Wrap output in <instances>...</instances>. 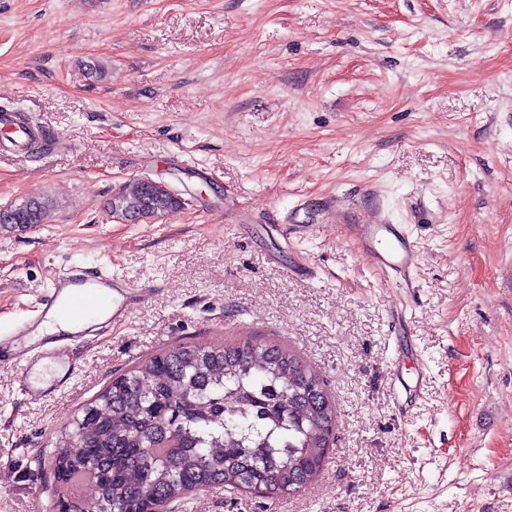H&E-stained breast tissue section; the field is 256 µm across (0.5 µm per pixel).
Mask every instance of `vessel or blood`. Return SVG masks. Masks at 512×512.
<instances>
[{"label": "vessel or blood", "instance_id": "obj_1", "mask_svg": "<svg viewBox=\"0 0 512 512\" xmlns=\"http://www.w3.org/2000/svg\"><path fill=\"white\" fill-rule=\"evenodd\" d=\"M9 128L8 139L0 140V155L14 153L16 148L32 140L44 139L46 129L33 120L16 121L13 114H0V129ZM362 250L381 270L397 275L410 272L417 260L408 232L398 224H352L348 227ZM146 299L143 289L134 287L124 278L111 277L86 269H64L56 273L39 301V313L11 334L0 336V363L13 366L19 379L25 380L37 364L67 358L73 347L100 335L105 322L126 320ZM111 301L108 321H101L104 301ZM61 318L72 324L67 337L43 336L39 329L47 319ZM60 388L59 383L46 387L28 385L27 400L40 402L50 398Z\"/></svg>", "mask_w": 512, "mask_h": 512}]
</instances>
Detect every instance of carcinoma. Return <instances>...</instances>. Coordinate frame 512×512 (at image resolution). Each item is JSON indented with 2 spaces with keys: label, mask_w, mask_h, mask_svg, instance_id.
I'll return each instance as SVG.
<instances>
[{
  "label": "carcinoma",
  "mask_w": 512,
  "mask_h": 512,
  "mask_svg": "<svg viewBox=\"0 0 512 512\" xmlns=\"http://www.w3.org/2000/svg\"><path fill=\"white\" fill-rule=\"evenodd\" d=\"M181 208L136 182L110 203L143 221ZM44 209L23 201L0 224H38ZM335 425L323 379L290 348L182 344L113 379L61 431L50 465L59 490L87 471L99 512H146L216 484L291 495L323 471Z\"/></svg>",
  "instance_id": "1"
}]
</instances>
